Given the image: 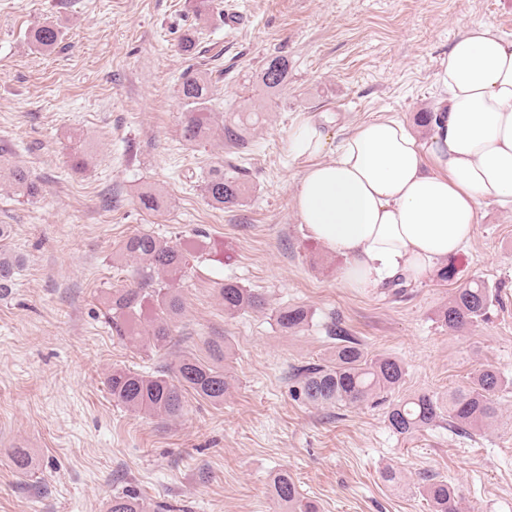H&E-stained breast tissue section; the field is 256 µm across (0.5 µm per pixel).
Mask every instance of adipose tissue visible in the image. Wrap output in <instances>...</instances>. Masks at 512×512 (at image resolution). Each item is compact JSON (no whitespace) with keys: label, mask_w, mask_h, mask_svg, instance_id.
Instances as JSON below:
<instances>
[{"label":"adipose tissue","mask_w":512,"mask_h":512,"mask_svg":"<svg viewBox=\"0 0 512 512\" xmlns=\"http://www.w3.org/2000/svg\"><path fill=\"white\" fill-rule=\"evenodd\" d=\"M442 95L422 139L394 119L360 125L323 160L312 123L291 149L307 162L293 207L309 233L346 260L347 287L418 280L470 242L479 204L512 210V39L467 25L439 61Z\"/></svg>","instance_id":"1"}]
</instances>
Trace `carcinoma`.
<instances>
[{"instance_id": "obj_1", "label": "carcinoma", "mask_w": 512, "mask_h": 512, "mask_svg": "<svg viewBox=\"0 0 512 512\" xmlns=\"http://www.w3.org/2000/svg\"><path fill=\"white\" fill-rule=\"evenodd\" d=\"M59 29L50 24L35 27L31 33L34 46L50 50L58 43ZM288 78V61L275 57L269 60L262 73L268 89H276ZM180 92L188 106L183 134L192 142L201 143L210 133L211 80L200 75L183 78ZM9 180L22 196L34 199L39 184L29 172L14 166ZM202 191L207 203L215 209L238 204L245 191L244 183L224 166L209 169ZM194 248L193 241L169 244L150 233H136L126 239L121 255L141 262L136 281L112 290L105 305L112 332L128 341L146 340L149 347L167 349L174 336L170 320L182 310V300L172 288L187 265V256ZM20 258L0 251V298L11 293ZM224 311L235 314L264 307L263 298L236 282H226L218 288ZM498 300V291L479 280H472L456 289L448 306L439 312V321L450 331L472 327L485 320L491 306ZM154 316L148 335L143 337L139 323L146 305ZM279 329L288 334L302 330L311 320V312L301 306L281 307L274 312ZM332 333L339 340L333 356L324 363H314L300 370L302 391L308 403L315 406L341 404L363 405L399 387L405 377V367L390 356H371L359 344L346 336L341 326L333 325ZM209 358L193 355L179 357L169 368L155 375H144L114 368L105 378L112 400L133 412L154 414L168 419L182 415L185 395L192 393L213 404L224 402L228 390L224 374V339L208 341ZM512 389V379L494 368H482L470 382L446 393L423 392L390 406L386 412L387 427L394 434L410 438L415 433L445 423L448 430L459 436H470L493 425L499 417L496 402L498 393ZM11 462L22 474L34 464L30 451L17 448ZM274 499L286 512H317L314 503L301 496L295 482L286 472L277 474L271 485ZM422 494L431 503V512H462L457 489L443 478L431 476L421 486ZM107 512H144V504L133 492L112 496Z\"/></svg>"}]
</instances>
